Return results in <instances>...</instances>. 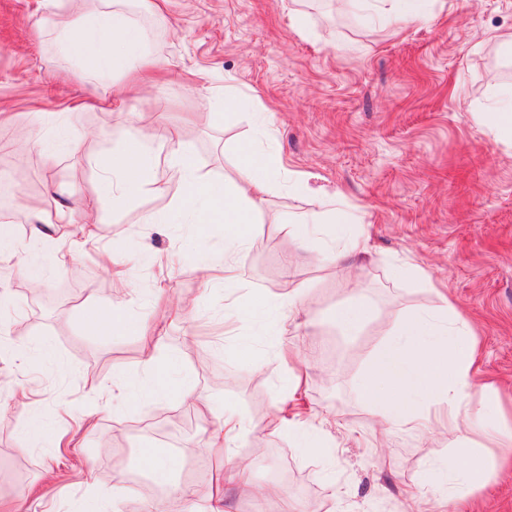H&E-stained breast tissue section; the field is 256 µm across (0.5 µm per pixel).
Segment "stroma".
Wrapping results in <instances>:
<instances>
[{"instance_id": "35a3bbf8", "label": "stroma", "mask_w": 512, "mask_h": 512, "mask_svg": "<svg viewBox=\"0 0 512 512\" xmlns=\"http://www.w3.org/2000/svg\"><path fill=\"white\" fill-rule=\"evenodd\" d=\"M166 26L147 23L160 60L135 90L125 77L105 84L61 52L55 30L94 10L98 0H0V222L13 223L27 273H5L0 343L20 342L24 358L0 356V502L17 512H94L89 486L134 490L121 512L152 501L179 512L171 490L140 463L143 454L176 460L179 482L208 491L226 464L250 456L251 489L230 493L232 512L249 503H310L313 512H434L414 498L425 472L447 457L454 435L442 426L386 431L356 389L370 355L400 311L452 297L481 341L475 383L493 384L492 407L512 413V141L495 138L479 114L512 63L489 32H512V0H431L427 20L369 24L327 0H159ZM307 16L305 27L292 21ZM252 96L257 112L224 104V89ZM90 101L69 110L70 100ZM170 130L203 180H235L241 150L271 156L279 189L240 253L245 287H225L224 227L182 220L143 238L135 215L113 214L95 240L76 234L99 190L100 166L130 130ZM57 145L45 163L33 138ZM305 181L295 192L292 183ZM340 195L363 214L369 252L343 265L322 263L320 241L296 246L282 224ZM71 255L27 244L28 216L55 219ZM114 254L116 267L101 263ZM410 261L434 288L393 274ZM134 292L127 329L105 334L90 308H110L113 270ZM305 291L297 321L271 305ZM373 304L360 336L337 329L333 314L355 294ZM191 317L165 318L167 308ZM163 323L160 347L142 324ZM298 354L306 385L302 414L332 438L330 462L303 454L278 425L287 407L289 364ZM154 370H147L148 357ZM193 390L197 401L184 398ZM240 412L248 432L230 458L206 446L219 410ZM39 424L44 434L27 440ZM494 463L488 486L467 512H512V450L484 441Z\"/></svg>"}]
</instances>
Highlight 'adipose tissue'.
Wrapping results in <instances>:
<instances>
[{"label":"adipose tissue","mask_w":512,"mask_h":512,"mask_svg":"<svg viewBox=\"0 0 512 512\" xmlns=\"http://www.w3.org/2000/svg\"><path fill=\"white\" fill-rule=\"evenodd\" d=\"M99 2V8L57 31L61 50L76 55L102 82L118 71L128 76L137 73L150 60L146 29L127 9L126 0ZM242 155L237 180L211 183L200 178L193 157L178 141L131 133L109 156L100 195L117 203L156 193L155 170L159 161H166L181 186L174 210L187 213L196 224L223 225L224 281L239 286L244 282L238 259L246 244L244 227L255 223L276 187L269 156L251 147ZM357 221L352 210L337 200L326 212L289 221L284 231L299 243L326 234L332 247L321 259L334 263L365 251V241L350 229ZM477 348L470 324L444 295L434 309L398 315L393 337L372 354L359 382L363 399L392 428L420 431L427 427L431 412L444 414L456 434V453L434 466L432 491L446 502L469 500L489 480L490 468L476 448L475 435L512 447V424L491 419L486 407L492 391L476 387L472 379Z\"/></svg>","instance_id":"1"}]
</instances>
